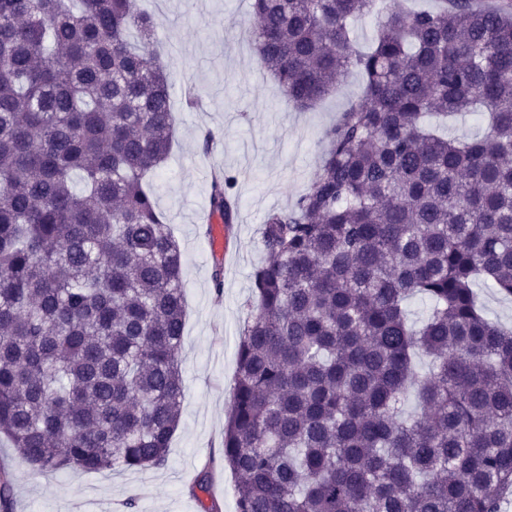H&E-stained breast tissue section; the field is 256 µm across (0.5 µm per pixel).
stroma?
I'll return each mask as SVG.
<instances>
[{"mask_svg": "<svg viewBox=\"0 0 512 512\" xmlns=\"http://www.w3.org/2000/svg\"><path fill=\"white\" fill-rule=\"evenodd\" d=\"M250 0H143L158 19L154 48L174 89L176 130L170 157L153 177L160 209L184 251L187 311L182 368L183 411L166 466L146 470L47 474L0 444V478L9 486L7 512H202L189 492L211 471L221 512H235L236 479L224 463V418L234 393L236 343L260 264L261 225L308 186L326 146L325 134L357 102L363 79L344 74L327 97L297 109L257 62ZM215 139L202 148L203 131ZM235 172L239 218L227 228L234 245L223 295L211 285L214 257L199 219L210 209L211 173Z\"/></svg>", "mask_w": 512, "mask_h": 512, "instance_id": "stroma-1", "label": "stroma"}]
</instances>
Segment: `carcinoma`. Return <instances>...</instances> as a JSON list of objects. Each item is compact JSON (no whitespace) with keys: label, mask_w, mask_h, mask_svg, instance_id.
<instances>
[{"label":"carcinoma","mask_w":512,"mask_h":512,"mask_svg":"<svg viewBox=\"0 0 512 512\" xmlns=\"http://www.w3.org/2000/svg\"><path fill=\"white\" fill-rule=\"evenodd\" d=\"M378 2L250 3L297 108L350 69L364 92L262 224L224 424L237 512L512 494V327L474 292L512 296V13L392 7L362 52L353 23ZM155 27L139 0H0V435L45 473L162 467L181 419L183 257L146 182L174 134ZM461 112L487 115L483 137L425 125ZM235 185L212 177L226 224Z\"/></svg>","instance_id":"obj_1"}]
</instances>
